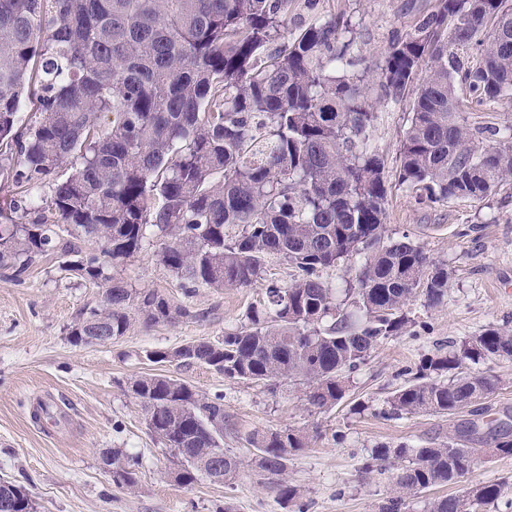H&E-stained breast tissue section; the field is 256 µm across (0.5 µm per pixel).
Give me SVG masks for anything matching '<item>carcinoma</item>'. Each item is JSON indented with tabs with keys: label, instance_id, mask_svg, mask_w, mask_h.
Listing matches in <instances>:
<instances>
[{
	"label": "carcinoma",
	"instance_id": "obj_1",
	"mask_svg": "<svg viewBox=\"0 0 512 512\" xmlns=\"http://www.w3.org/2000/svg\"><path fill=\"white\" fill-rule=\"evenodd\" d=\"M292 0H0V178L18 188L0 206V270L20 281L38 257L57 253L62 270L109 282L97 307L69 330L74 345L103 329L130 327L128 310L149 323L193 316L154 290L137 291L105 274L109 263L160 241V263L195 288H248L269 263L285 262L291 282H270L267 304L214 341L154 350V363H195L234 381L273 390L305 386L315 412L340 402L346 378L412 322L407 306H441L448 270L407 235L385 224L389 185L372 140L375 115L363 95L366 69L351 52V19L318 18L288 29ZM279 48L270 50L274 43ZM475 45L472 61L461 50ZM426 70L418 79L420 70ZM382 95L413 98L398 184L421 203L482 199L512 181V125L490 126L474 145L462 109L512 95V5L508 0H437L433 11L389 44L378 74ZM35 98L23 122L20 103ZM47 208L35 203L56 169ZM18 214L22 221L13 219ZM99 249L83 252L80 241ZM354 278L339 293L324 276L343 263ZM363 312L355 323L346 307ZM512 362V331L486 328L416 365L380 415L454 414L500 389L485 360ZM147 429L181 468V484L201 473L174 453L198 459L224 449V481L239 458L224 447V396H208L171 374L131 378ZM321 437L319 428L254 429L242 439L262 475L278 478L288 508L301 490L282 479L289 457ZM512 456V426L480 431L469 420L440 442L380 445L364 470L393 465L396 496L407 499L465 481L478 445ZM113 481L132 487L138 461L108 459ZM512 495L506 479L476 483L462 496L431 499L425 512H474ZM33 508L26 489L0 482V512Z\"/></svg>",
	"mask_w": 512,
	"mask_h": 512
}]
</instances>
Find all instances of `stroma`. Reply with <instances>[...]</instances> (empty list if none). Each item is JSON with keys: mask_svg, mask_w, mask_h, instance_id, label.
<instances>
[{"mask_svg": "<svg viewBox=\"0 0 512 512\" xmlns=\"http://www.w3.org/2000/svg\"><path fill=\"white\" fill-rule=\"evenodd\" d=\"M435 5L436 0H294L288 26L335 14L355 21L352 50L367 66L366 94L376 115L372 137L390 186L388 233L408 235L447 266L444 304L429 309L422 300L410 302L407 331L353 374L342 403L314 414L301 385L286 382L272 393L204 365L174 369L146 358L153 350L223 336L263 300L268 281H289L286 263H270L266 278L249 288L197 289L193 317L154 324L134 310L124 336L78 346L70 342L69 329L83 309L99 303L105 280L69 275L54 254L37 260L23 281L0 274V479L26 487L35 512H284L276 487L253 463L252 447L230 434L224 445L242 461L232 483L202 478L182 486L167 478L168 454L149 434L143 411L127 391L128 380L145 373L172 372L203 393L223 394L225 415L244 432L319 425L321 438L290 457L285 475L301 489L304 512H380L395 491L388 476L362 475L372 448L440 441L454 431L461 421L457 414L379 415L409 370L437 345L491 326L512 329V185L481 200L453 198L426 206L397 182L411 101L381 98L378 66L392 39ZM158 250V242H147L106 273L182 303V285L159 262ZM40 399L57 408L60 419L35 425L30 409ZM115 451L138 459L135 487L114 483L106 458Z\"/></svg>", "mask_w": 512, "mask_h": 512, "instance_id": "obj_1", "label": "stroma"}]
</instances>
